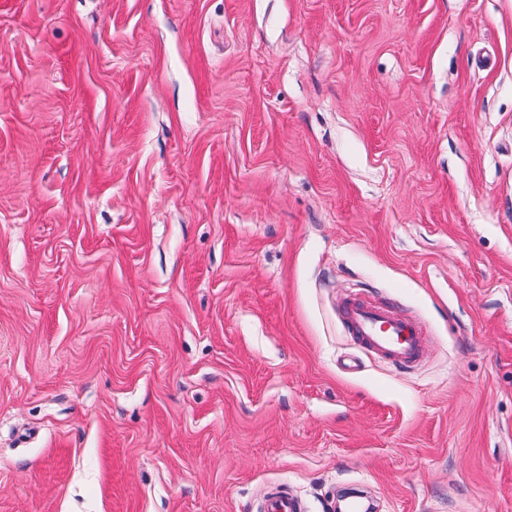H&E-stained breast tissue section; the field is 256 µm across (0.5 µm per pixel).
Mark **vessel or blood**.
I'll list each match as a JSON object with an SVG mask.
<instances>
[{
  "label": "vessel or blood",
  "instance_id": "b4317fda",
  "mask_svg": "<svg viewBox=\"0 0 512 512\" xmlns=\"http://www.w3.org/2000/svg\"><path fill=\"white\" fill-rule=\"evenodd\" d=\"M343 314L350 335L394 364L405 366L419 356L421 330L418 323L409 317L362 299L346 301ZM261 509L262 512H302V504L282 489L268 494Z\"/></svg>",
  "mask_w": 512,
  "mask_h": 512
}]
</instances>
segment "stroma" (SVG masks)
Listing matches in <instances>:
<instances>
[{"label": "stroma", "instance_id": "obj_1", "mask_svg": "<svg viewBox=\"0 0 512 512\" xmlns=\"http://www.w3.org/2000/svg\"><path fill=\"white\" fill-rule=\"evenodd\" d=\"M277 488L512 512V0H0V512ZM343 314L351 336L394 364L407 366L420 355L421 330L409 317L362 299L346 301Z\"/></svg>", "mask_w": 512, "mask_h": 512}]
</instances>
